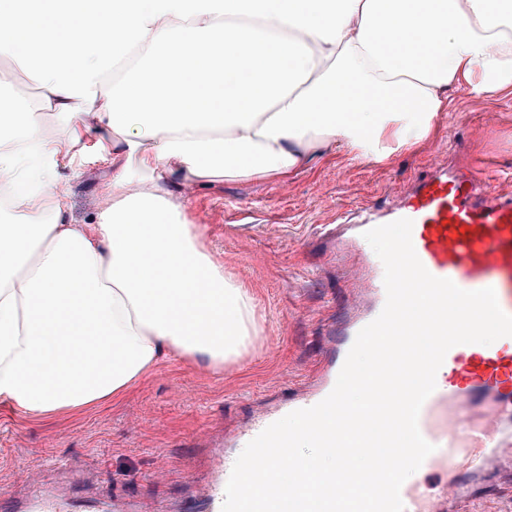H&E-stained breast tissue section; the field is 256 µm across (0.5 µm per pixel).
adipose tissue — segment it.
Segmentation results:
<instances>
[{
	"label": "adipose tissue",
	"instance_id": "obj_1",
	"mask_svg": "<svg viewBox=\"0 0 512 512\" xmlns=\"http://www.w3.org/2000/svg\"><path fill=\"white\" fill-rule=\"evenodd\" d=\"M0 57L69 122L50 144L34 111L0 109L20 202L0 213V403L40 419L119 399L170 356L236 360L253 298L180 197L342 144L375 159L424 139L452 89H512V0H0ZM93 131L111 203L70 224L57 168Z\"/></svg>",
	"mask_w": 512,
	"mask_h": 512
}]
</instances>
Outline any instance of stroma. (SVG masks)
<instances>
[{
    "label": "stroma",
    "mask_w": 512,
    "mask_h": 512,
    "mask_svg": "<svg viewBox=\"0 0 512 512\" xmlns=\"http://www.w3.org/2000/svg\"><path fill=\"white\" fill-rule=\"evenodd\" d=\"M0 86L37 108L47 142L65 139L66 118L42 107L16 60L0 58ZM380 149L381 161H365L341 145L284 183L226 180L190 192L184 213L206 227L215 259L252 295L259 336L223 372L166 359L109 404L32 419L0 403V486L25 498L29 487L17 479L25 469L92 500L119 495L150 512L187 503V476L207 481L211 442L234 440L289 387L308 382L328 325L352 301L349 263L321 248V225L368 203L392 204L436 160L481 167L494 189L512 192V95L477 98L458 88L426 139L401 148L385 140ZM58 174L68 223H96L111 168L64 159Z\"/></svg>",
    "instance_id": "35a3bbf8"
}]
</instances>
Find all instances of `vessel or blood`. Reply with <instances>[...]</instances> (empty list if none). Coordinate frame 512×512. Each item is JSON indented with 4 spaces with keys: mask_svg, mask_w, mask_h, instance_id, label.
Segmentation results:
<instances>
[{
    "mask_svg": "<svg viewBox=\"0 0 512 512\" xmlns=\"http://www.w3.org/2000/svg\"><path fill=\"white\" fill-rule=\"evenodd\" d=\"M402 218L412 220V243L424 267L464 290L493 288L501 309L512 314V193L491 189L477 171L451 173L439 169L413 177L407 191L388 209L368 205L351 221L324 228L331 249L359 246L365 231ZM350 276L358 288L370 291L363 309L340 323L330 342L328 358L319 368L313 388L289 391L274 411L254 421L237 438L246 446L264 428L288 413L313 406L333 389L357 333L382 311L386 292L381 260L367 256ZM419 430L435 450L421 472L451 474L450 489L430 495L417 483L404 482L400 496L404 512H448L449 493L466 497L487 492L477 483L496 436L512 432V337L492 344L452 347L437 372L436 389L419 414ZM211 476L198 512H222L225 487L237 458L222 447L210 450ZM468 477L456 481L460 464ZM0 512H135L120 498L93 505H76L65 496L34 493L21 506L8 488L0 489Z\"/></svg>",
    "mask_w": 512,
    "mask_h": 512,
    "instance_id": "obj_1",
    "label": "vessel or blood"
}]
</instances>
